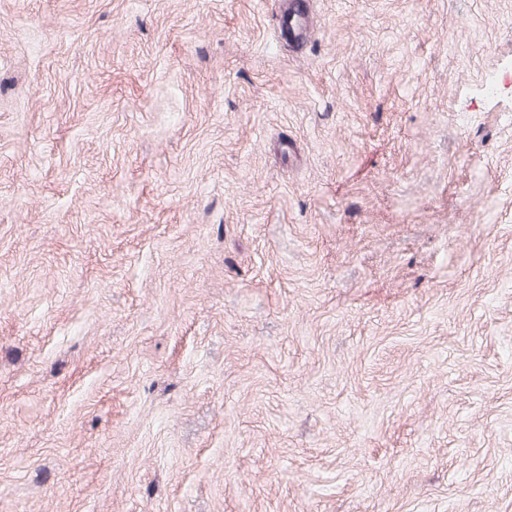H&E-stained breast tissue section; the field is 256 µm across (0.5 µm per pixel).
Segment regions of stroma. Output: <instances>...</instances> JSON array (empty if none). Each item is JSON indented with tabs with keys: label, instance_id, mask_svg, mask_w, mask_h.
Masks as SVG:
<instances>
[{
	"label": "stroma",
	"instance_id": "stroma-1",
	"mask_svg": "<svg viewBox=\"0 0 512 512\" xmlns=\"http://www.w3.org/2000/svg\"><path fill=\"white\" fill-rule=\"evenodd\" d=\"M314 2L0 0V512H512V0ZM279 25L282 30L294 34L297 43H303L314 32V17L311 11L297 3V0H287L282 5Z\"/></svg>",
	"mask_w": 512,
	"mask_h": 512
}]
</instances>
